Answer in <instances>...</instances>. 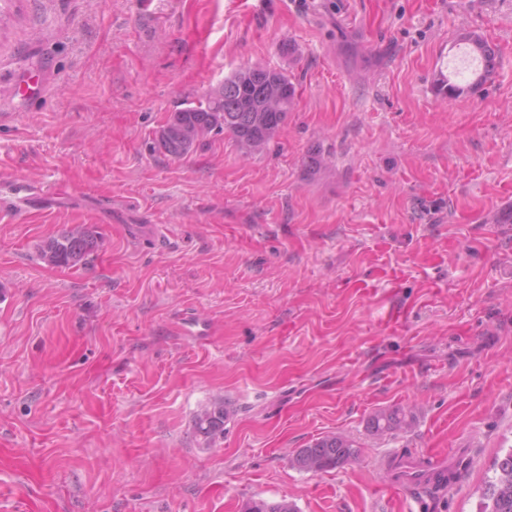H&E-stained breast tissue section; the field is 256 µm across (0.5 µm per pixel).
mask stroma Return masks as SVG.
Segmentation results:
<instances>
[{
	"label": "stroma",
	"instance_id": "stroma-1",
	"mask_svg": "<svg viewBox=\"0 0 512 512\" xmlns=\"http://www.w3.org/2000/svg\"><path fill=\"white\" fill-rule=\"evenodd\" d=\"M465 32L497 69L437 96ZM254 64L297 86L277 138L153 151ZM508 211L512 0H0V512H408L380 459L453 448L431 512H477L512 447ZM77 227L96 249L45 264ZM332 435L347 463L292 465ZM461 40L466 41L470 45L472 52L479 56L483 64L482 70L477 74L473 82L465 85L453 82L450 78L440 73L434 80V87L437 94L445 98L461 96L466 90L472 89L490 78L495 69V52L484 38L476 33H466L462 36ZM94 235L86 229L65 232L47 241L41 249V258L52 266H75L96 248ZM410 419L399 410H379L371 418L370 428L375 435H385L409 428Z\"/></svg>",
	"mask_w": 512,
	"mask_h": 512
}]
</instances>
